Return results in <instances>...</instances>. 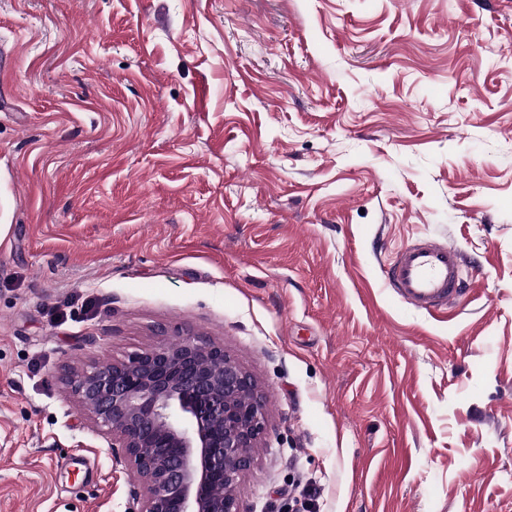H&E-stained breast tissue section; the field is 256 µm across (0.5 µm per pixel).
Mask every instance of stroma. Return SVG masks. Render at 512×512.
<instances>
[{"label":"stroma","mask_w":512,"mask_h":512,"mask_svg":"<svg viewBox=\"0 0 512 512\" xmlns=\"http://www.w3.org/2000/svg\"><path fill=\"white\" fill-rule=\"evenodd\" d=\"M180 336L264 390L245 512H512V0H0V512H126L62 376ZM387 277L405 302L425 310L450 308L464 281L458 250L428 241L400 249L389 264Z\"/></svg>","instance_id":"obj_1"}]
</instances>
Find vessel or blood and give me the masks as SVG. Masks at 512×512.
Wrapping results in <instances>:
<instances>
[{
    "label": "vessel or blood",
    "mask_w": 512,
    "mask_h": 512,
    "mask_svg": "<svg viewBox=\"0 0 512 512\" xmlns=\"http://www.w3.org/2000/svg\"><path fill=\"white\" fill-rule=\"evenodd\" d=\"M387 277L405 302L425 310L452 306L463 285L458 250L428 241L400 249L389 264Z\"/></svg>",
    "instance_id": "1"
}]
</instances>
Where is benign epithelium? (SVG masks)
<instances>
[{"label": "benign epithelium", "mask_w": 512, "mask_h": 512, "mask_svg": "<svg viewBox=\"0 0 512 512\" xmlns=\"http://www.w3.org/2000/svg\"><path fill=\"white\" fill-rule=\"evenodd\" d=\"M63 381L144 485L128 512H244L238 481L265 432L266 403L224 347L179 337Z\"/></svg>", "instance_id": "benign-epithelium-1"}]
</instances>
